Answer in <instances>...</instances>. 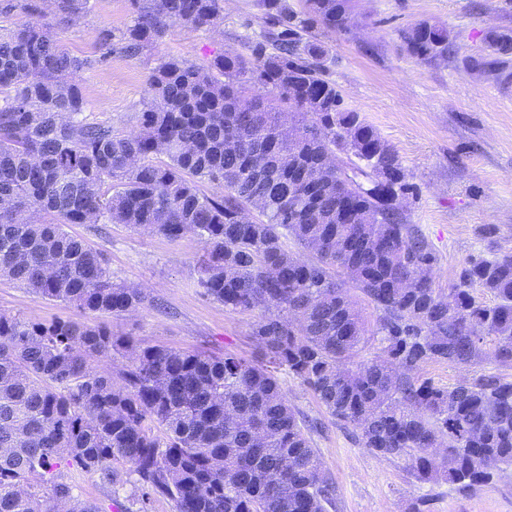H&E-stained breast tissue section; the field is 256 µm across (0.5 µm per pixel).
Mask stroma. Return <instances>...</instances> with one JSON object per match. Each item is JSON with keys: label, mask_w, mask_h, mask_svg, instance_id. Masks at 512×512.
Listing matches in <instances>:
<instances>
[{"label": "stroma", "mask_w": 512, "mask_h": 512, "mask_svg": "<svg viewBox=\"0 0 512 512\" xmlns=\"http://www.w3.org/2000/svg\"><path fill=\"white\" fill-rule=\"evenodd\" d=\"M78 25L58 30L71 54H97L103 30L131 20L129 0H91ZM355 23L346 31L313 28L312 38L328 51L329 77L345 104L365 116L396 149L412 186L405 216L432 247L433 286L447 289L472 260L512 254V101L502 94L512 83V58L495 74L469 70L487 56L485 37L512 29V0H353ZM261 0H224L220 30L175 26L136 58L113 55L104 65L82 71L79 84L90 120L132 131L146 96V78L158 61L182 57L202 61L240 47L259 29ZM427 20L451 30L448 59L424 62L404 48L401 34ZM70 230L100 251L115 280L142 286L144 304L133 314L101 319L69 304L41 300L0 278V313L38 319H72L95 325L107 321L113 333L143 346L229 353L260 360L252 328L259 311L231 312L202 295L196 285L203 245L189 234L171 241L139 234L121 224H74ZM510 367L484 362L453 366L431 362L422 377L445 386ZM278 375L297 417L317 451L322 470L336 488L331 512H512V468L463 492L447 482L423 483L407 461L383 458L363 448L354 428L327 414L313 391L297 377ZM114 486L70 469L64 478L80 500L101 512H138L136 477L113 465Z\"/></svg>", "instance_id": "obj_1"}]
</instances>
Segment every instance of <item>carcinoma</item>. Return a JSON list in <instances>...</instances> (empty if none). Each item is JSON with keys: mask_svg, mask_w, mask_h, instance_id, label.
<instances>
[{"mask_svg": "<svg viewBox=\"0 0 512 512\" xmlns=\"http://www.w3.org/2000/svg\"><path fill=\"white\" fill-rule=\"evenodd\" d=\"M302 2L268 3L243 51L160 61L134 132L84 116L77 75L117 51L138 56L175 25L219 28L223 0H130V25L103 31L85 57L57 30L80 23L89 0L0 4V16L24 18L0 23V277L83 312L131 314L143 289L115 281L66 227L194 234L201 293L263 311L252 336L267 356L257 365L142 347L104 322L0 315V512H99L62 469L112 486L114 461L138 477L143 505L154 494L175 512H328L335 487L288 404L283 366L363 447L407 460L420 481L468 490L512 467V378L445 387L416 376L428 361L512 367V254L469 263L446 293L418 277L435 255L391 205L411 191L399 156L344 106L309 36L315 24L348 30L351 0ZM401 38L427 62L453 49L428 21ZM487 46L494 59L472 67L512 52V31H490ZM286 117L299 124L293 146L281 138ZM333 155L357 158L369 188L321 167ZM204 181L218 192L201 193ZM348 281L379 311L375 323ZM372 341L376 352L361 356ZM116 355L125 363L113 371L91 364Z\"/></svg>", "mask_w": 512, "mask_h": 512, "instance_id": "1", "label": "carcinoma"}]
</instances>
